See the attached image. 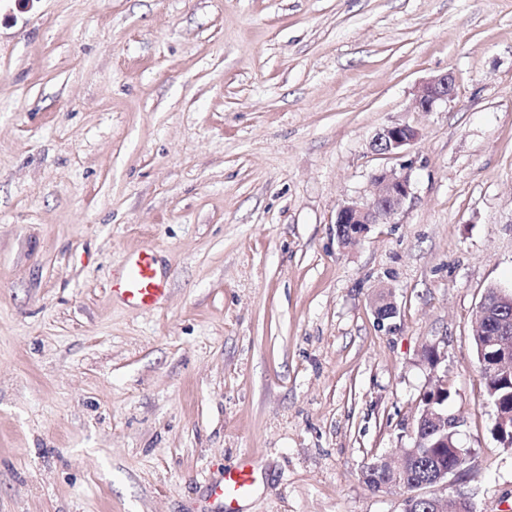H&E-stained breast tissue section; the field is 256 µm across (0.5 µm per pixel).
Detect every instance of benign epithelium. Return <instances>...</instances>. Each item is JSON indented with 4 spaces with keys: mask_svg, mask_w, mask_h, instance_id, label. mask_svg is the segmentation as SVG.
<instances>
[{
    "mask_svg": "<svg viewBox=\"0 0 512 512\" xmlns=\"http://www.w3.org/2000/svg\"><path fill=\"white\" fill-rule=\"evenodd\" d=\"M455 96V80L452 74L434 76L424 82L417 91L415 106L421 112H430L439 102H447ZM418 131L406 124H392L378 130L372 137L369 147L376 155L397 156L407 146L418 139ZM374 192L371 199L358 204H345L336 214V233L344 243L360 237L371 224H387L402 207L411 193L407 174L394 169L381 170L372 176ZM512 306V289H493V298L483 299L477 309V315L487 317L500 314ZM372 309L381 321L396 316L397 309L390 298H377ZM480 365L495 372L509 366L512 368V339L503 338V331L483 334L481 341ZM428 483H416L412 492L404 499L405 512H412L413 506L422 502H436L437 498L428 496L421 489Z\"/></svg>",
    "mask_w": 512,
    "mask_h": 512,
    "instance_id": "obj_1",
    "label": "benign epithelium"
}]
</instances>
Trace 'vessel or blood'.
<instances>
[{
    "instance_id": "obj_1",
    "label": "vessel or blood",
    "mask_w": 512,
    "mask_h": 512,
    "mask_svg": "<svg viewBox=\"0 0 512 512\" xmlns=\"http://www.w3.org/2000/svg\"><path fill=\"white\" fill-rule=\"evenodd\" d=\"M111 292L133 308H160L169 293V281L158 265L155 250L143 247L130 253L112 276ZM258 471L257 462L245 457L210 484L209 496L219 512H238L256 489Z\"/></svg>"
}]
</instances>
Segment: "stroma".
Wrapping results in <instances>:
<instances>
[{
  "instance_id": "1",
  "label": "stroma",
  "mask_w": 512,
  "mask_h": 512,
  "mask_svg": "<svg viewBox=\"0 0 512 512\" xmlns=\"http://www.w3.org/2000/svg\"><path fill=\"white\" fill-rule=\"evenodd\" d=\"M447 72L454 98L416 111ZM391 124L420 136L375 155ZM382 169L410 196L341 243ZM145 244L153 311L110 292ZM491 288L512 289V0H0V512H201L246 455L242 512H403L362 472L439 383L456 487L512 512L473 343Z\"/></svg>"
}]
</instances>
